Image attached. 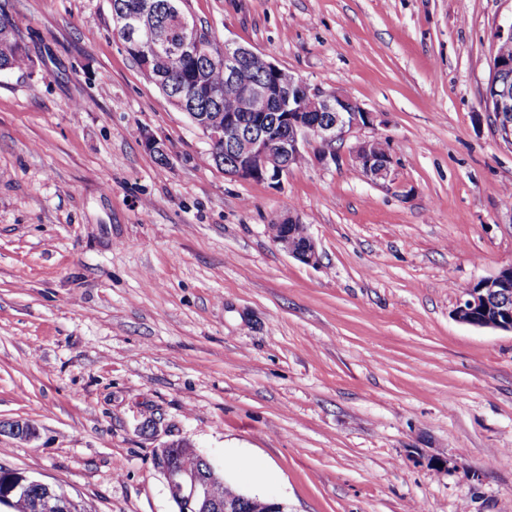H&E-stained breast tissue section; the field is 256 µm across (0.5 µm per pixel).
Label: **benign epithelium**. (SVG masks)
Returning <instances> with one entry per match:
<instances>
[{
    "mask_svg": "<svg viewBox=\"0 0 512 512\" xmlns=\"http://www.w3.org/2000/svg\"><path fill=\"white\" fill-rule=\"evenodd\" d=\"M170 9L181 22L180 49L189 55L195 54L201 49L196 21L185 9L183 0H172ZM114 25L127 35L138 36L146 54L157 60L164 59L165 39L145 30L141 17H116ZM208 56L224 60L225 90L251 96L264 104L272 103L282 114L279 129H260L256 133L243 131V123L233 112L224 113L222 123L205 121L198 124L210 146L212 159L220 160L219 145L231 146L232 160L224 162V173L228 175L278 183L288 176L294 159L300 156H307L322 165H336L341 160L336 143L345 142L356 131L371 124V113L359 102L339 92L311 88L301 78L246 46L228 41L222 47L213 43ZM256 56L267 81L251 88L242 87L235 80L236 68L242 59ZM295 89L302 93L293 98L291 92ZM493 90L495 107L490 112L495 117L497 133L504 143L512 146V90L501 91L496 86ZM376 142L375 138L357 140L349 151L348 160L366 176L387 180L393 173V159L389 154L380 155ZM273 222L299 243L289 256L307 265L320 262L316 243L299 217L280 213ZM454 315L468 325L512 332V265L501 268L493 278L480 280L465 289ZM187 454L204 464L202 472H190L179 465V459ZM154 464L165 477L170 496L180 512H238L239 504L246 501L243 496L235 501L215 498L212 487L223 478L208 459L184 441H173L157 449ZM32 486L41 488L40 497L34 503L37 512H74V500L69 495L56 493L49 483L32 476L24 475L21 480L1 489L0 501L24 494Z\"/></svg>",
    "mask_w": 512,
    "mask_h": 512,
    "instance_id": "obj_1",
    "label": "benign epithelium"
}]
</instances>
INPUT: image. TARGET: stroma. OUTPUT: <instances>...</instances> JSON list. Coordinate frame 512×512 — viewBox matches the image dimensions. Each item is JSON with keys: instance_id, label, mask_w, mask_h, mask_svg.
<instances>
[{"instance_id": "1", "label": "stroma", "mask_w": 512, "mask_h": 512, "mask_svg": "<svg viewBox=\"0 0 512 512\" xmlns=\"http://www.w3.org/2000/svg\"><path fill=\"white\" fill-rule=\"evenodd\" d=\"M187 8L357 100L394 178L226 175L110 0H6L28 61L0 71V421L37 433L0 432V466L85 512H178L153 457L183 440L288 512H512V333L454 317L512 264V146L485 105L512 0ZM288 211L320 265L269 238Z\"/></svg>"}]
</instances>
